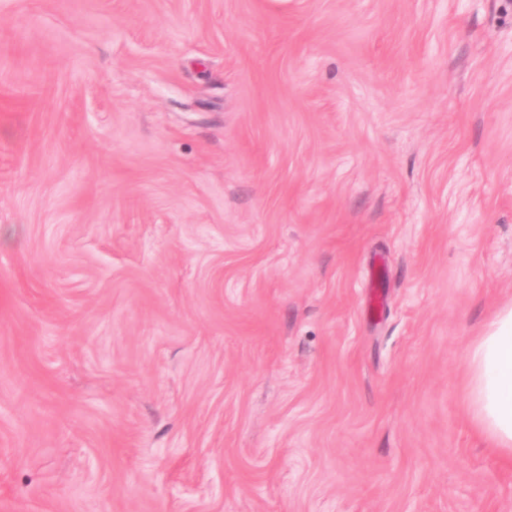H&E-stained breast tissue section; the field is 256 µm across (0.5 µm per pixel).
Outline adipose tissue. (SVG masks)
<instances>
[{"instance_id": "ef3b65f1", "label": "adipose tissue", "mask_w": 512, "mask_h": 512, "mask_svg": "<svg viewBox=\"0 0 512 512\" xmlns=\"http://www.w3.org/2000/svg\"><path fill=\"white\" fill-rule=\"evenodd\" d=\"M465 394L473 429L512 459V306L471 345Z\"/></svg>"}]
</instances>
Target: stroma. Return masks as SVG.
<instances>
[{
	"label": "stroma",
	"mask_w": 512,
	"mask_h": 512,
	"mask_svg": "<svg viewBox=\"0 0 512 512\" xmlns=\"http://www.w3.org/2000/svg\"><path fill=\"white\" fill-rule=\"evenodd\" d=\"M512 0H0V512H512ZM465 394L473 429L512 459V306L469 348Z\"/></svg>",
	"instance_id": "1"
}]
</instances>
